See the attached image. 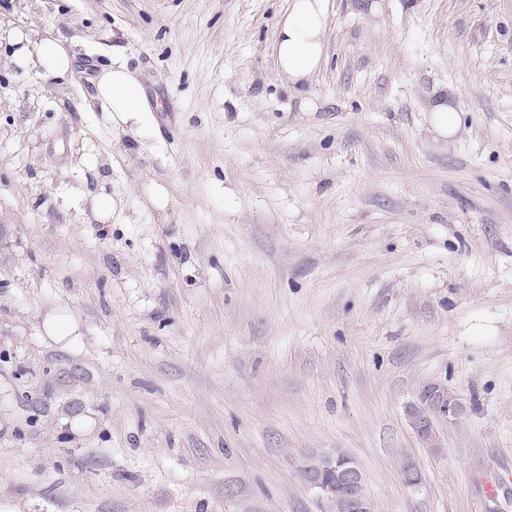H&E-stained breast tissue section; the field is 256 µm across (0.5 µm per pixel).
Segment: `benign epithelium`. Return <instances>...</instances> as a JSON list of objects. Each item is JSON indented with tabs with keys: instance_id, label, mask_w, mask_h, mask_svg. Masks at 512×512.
I'll return each instance as SVG.
<instances>
[{
	"instance_id": "7a95c632",
	"label": "benign epithelium",
	"mask_w": 512,
	"mask_h": 512,
	"mask_svg": "<svg viewBox=\"0 0 512 512\" xmlns=\"http://www.w3.org/2000/svg\"><path fill=\"white\" fill-rule=\"evenodd\" d=\"M464 413L465 406L461 400L448 395V388L437 382L424 385L417 393L416 402L409 408L413 431L430 448L436 447V422L455 421ZM302 473L312 489L337 500L339 512H375L374 504L366 494L355 491L363 475L360 467L348 456H328L318 471L307 462Z\"/></svg>"
}]
</instances>
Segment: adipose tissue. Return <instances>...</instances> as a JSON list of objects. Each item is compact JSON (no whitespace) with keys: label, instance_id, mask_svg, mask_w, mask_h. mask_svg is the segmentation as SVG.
<instances>
[{"label":"adipose tissue","instance_id":"obj_1","mask_svg":"<svg viewBox=\"0 0 512 512\" xmlns=\"http://www.w3.org/2000/svg\"><path fill=\"white\" fill-rule=\"evenodd\" d=\"M327 4L325 0H291L288 15L280 24L275 42V63L289 88L309 82L326 58ZM12 46L15 64L50 80L64 77L73 57L64 42L50 34L5 30L0 35ZM96 98L103 111L141 128L151 106L142 85L125 66L101 70L95 82Z\"/></svg>","mask_w":512,"mask_h":512}]
</instances>
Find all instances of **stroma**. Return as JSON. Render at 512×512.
I'll return each mask as SVG.
<instances>
[{"label":"stroma","instance_id":"obj_1","mask_svg":"<svg viewBox=\"0 0 512 512\" xmlns=\"http://www.w3.org/2000/svg\"><path fill=\"white\" fill-rule=\"evenodd\" d=\"M288 5L0 0L75 58L0 46V512H327L301 466L336 453L376 512H512V0H327L300 95ZM112 64L143 134L93 98ZM434 381L467 407L436 450ZM275 42V63L288 89L305 85L326 58L327 0H290ZM3 40L15 47L12 53L15 64L36 73L45 80L63 78L72 68L73 57L64 42L51 34L23 32L18 29H5ZM431 122L434 130L443 137H452L460 129L461 120L451 99L442 100L431 106ZM459 398L448 395V388L434 382L424 385L417 393L416 402L409 408V418L417 437L430 448H437L435 425L437 420L455 421L465 413Z\"/></svg>","mask_w":512,"mask_h":512}]
</instances>
